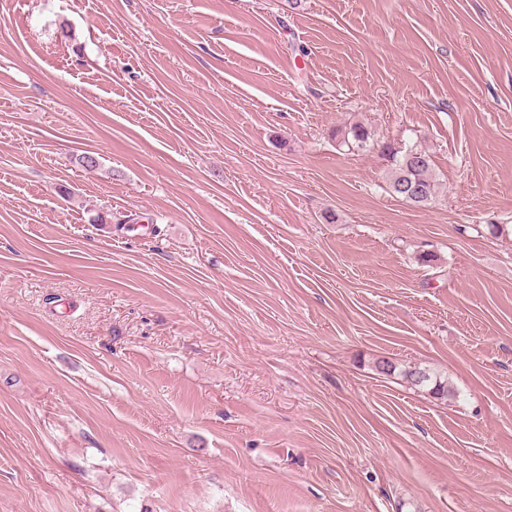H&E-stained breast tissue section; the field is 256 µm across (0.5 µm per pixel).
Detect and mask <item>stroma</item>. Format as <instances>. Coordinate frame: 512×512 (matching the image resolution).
I'll use <instances>...</instances> for the list:
<instances>
[{
	"mask_svg": "<svg viewBox=\"0 0 512 512\" xmlns=\"http://www.w3.org/2000/svg\"><path fill=\"white\" fill-rule=\"evenodd\" d=\"M0 512H512V0H0ZM391 163V176L388 183L389 192L411 204L422 206L427 204L437 192L438 183L433 171L430 155L417 145H405L399 149L387 146ZM407 185L406 188H403ZM409 189L419 192L413 197L407 195ZM403 376L414 386L428 387L429 393L437 398L441 399L451 396L447 382L442 381L441 377L438 378L429 369L410 368L403 372Z\"/></svg>",
	"mask_w": 512,
	"mask_h": 512,
	"instance_id": "obj_1",
	"label": "stroma"
}]
</instances>
